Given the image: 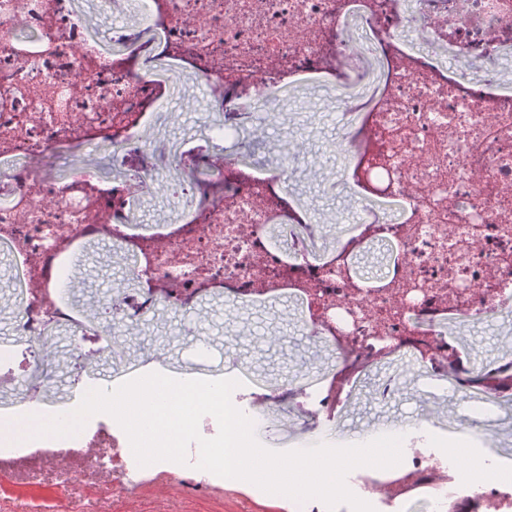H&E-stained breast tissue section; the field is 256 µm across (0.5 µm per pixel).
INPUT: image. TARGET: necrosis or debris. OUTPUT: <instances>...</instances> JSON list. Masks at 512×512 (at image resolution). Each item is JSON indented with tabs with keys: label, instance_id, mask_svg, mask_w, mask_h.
Here are the masks:
<instances>
[{
	"label": "necrosis or debris",
	"instance_id": "1",
	"mask_svg": "<svg viewBox=\"0 0 512 512\" xmlns=\"http://www.w3.org/2000/svg\"><path fill=\"white\" fill-rule=\"evenodd\" d=\"M112 17L114 53L91 50V18L71 0H0V249L19 281L13 323L22 359L57 329L118 354L158 305L194 313L208 299L283 296L310 336L354 341L364 368L408 359L478 402L512 405L489 380L512 354L470 361L454 328L512 308V85L495 68L512 55V0H92ZM418 26L430 48L401 32ZM480 73L456 74L434 46ZM203 81L216 120L209 151L161 138L172 82L161 62ZM301 76L347 89L339 115L342 173L356 202L391 200L399 218L364 210L353 239H387L385 292L355 296L337 250L315 247L320 224L286 185L291 149L225 155L224 141L265 138L277 89ZM115 148L111 177L95 149ZM60 147L76 162L46 163ZM171 195L145 223L146 196ZM128 260L127 282L86 314L63 296L75 258L100 242ZM497 257L488 269L483 255ZM443 480H434V472ZM417 494L381 496L396 473L352 471L376 512H512V479L474 485L456 458L408 444Z\"/></svg>",
	"mask_w": 512,
	"mask_h": 512
}]
</instances>
